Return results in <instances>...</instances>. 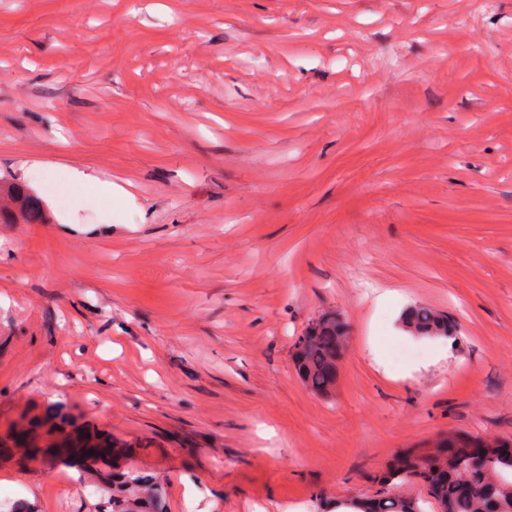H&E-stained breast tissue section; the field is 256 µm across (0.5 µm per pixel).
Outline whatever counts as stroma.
Wrapping results in <instances>:
<instances>
[{
  "label": "stroma",
  "instance_id": "1",
  "mask_svg": "<svg viewBox=\"0 0 512 512\" xmlns=\"http://www.w3.org/2000/svg\"><path fill=\"white\" fill-rule=\"evenodd\" d=\"M1 181L48 214L0 223L24 512L127 471V512H322L402 449L512 441V0H0ZM329 312L321 397L292 354ZM401 322L406 331L418 337H452L456 331L448 317L432 308L418 305L403 313Z\"/></svg>",
  "mask_w": 512,
  "mask_h": 512
}]
</instances>
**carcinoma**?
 Here are the masks:
<instances>
[{"mask_svg":"<svg viewBox=\"0 0 512 512\" xmlns=\"http://www.w3.org/2000/svg\"><path fill=\"white\" fill-rule=\"evenodd\" d=\"M46 219L43 203L29 188L0 182V222L35 224ZM406 331L418 337H452L448 317L418 305L403 313ZM347 334L336 314L313 322L299 337L294 354L298 372L309 390L326 395L336 385V362ZM436 448H408L381 475L385 484L401 485L414 479L426 483L438 512H512V448L486 441L474 444L468 433H451ZM329 512H423L418 502L378 494L340 497Z\"/></svg>","mask_w":512,"mask_h":512,"instance_id":"cac0c4a2","label":"carcinoma"}]
</instances>
